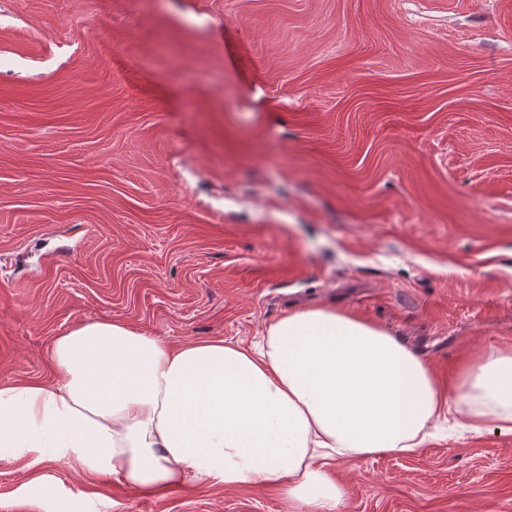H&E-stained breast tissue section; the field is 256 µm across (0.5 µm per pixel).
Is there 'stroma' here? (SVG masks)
I'll use <instances>...</instances> for the list:
<instances>
[{"label":"stroma","mask_w":512,"mask_h":512,"mask_svg":"<svg viewBox=\"0 0 512 512\" xmlns=\"http://www.w3.org/2000/svg\"><path fill=\"white\" fill-rule=\"evenodd\" d=\"M323 306L444 389L512 345V0H0V384L122 321L250 344ZM0 512H295L49 466ZM344 512H512V434L340 461Z\"/></svg>","instance_id":"35a3bbf8"}]
</instances>
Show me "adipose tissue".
<instances>
[{
  "mask_svg": "<svg viewBox=\"0 0 512 512\" xmlns=\"http://www.w3.org/2000/svg\"><path fill=\"white\" fill-rule=\"evenodd\" d=\"M52 359L54 383L0 385V461L76 464L148 497L277 483L298 512H342L332 462L414 453L449 419L512 433V346L468 358L449 394L387 331L327 307L281 316L249 347L95 321L57 336Z\"/></svg>",
  "mask_w": 512,
  "mask_h": 512,
  "instance_id": "ef3b65f1",
  "label": "adipose tissue"
}]
</instances>
